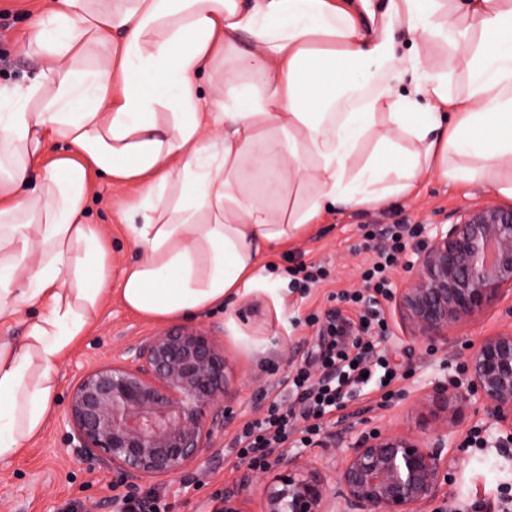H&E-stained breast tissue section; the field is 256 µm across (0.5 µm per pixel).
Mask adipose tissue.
Here are the masks:
<instances>
[{
	"label": "adipose tissue",
	"mask_w": 512,
	"mask_h": 512,
	"mask_svg": "<svg viewBox=\"0 0 512 512\" xmlns=\"http://www.w3.org/2000/svg\"><path fill=\"white\" fill-rule=\"evenodd\" d=\"M28 48L38 77L0 87V321L35 312L0 340V457L43 432L110 294L94 174L139 190L119 293L156 320L223 305L328 207L421 171L512 196V0H59Z\"/></svg>",
	"instance_id": "1"
}]
</instances>
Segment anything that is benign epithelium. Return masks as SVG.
<instances>
[{
  "instance_id": "7a95c632",
  "label": "benign epithelium",
  "mask_w": 512,
  "mask_h": 512,
  "mask_svg": "<svg viewBox=\"0 0 512 512\" xmlns=\"http://www.w3.org/2000/svg\"><path fill=\"white\" fill-rule=\"evenodd\" d=\"M405 266L410 281L394 302L411 335L448 343L451 328L512 296V205L478 206L455 224L430 225ZM127 354L84 373L72 389L76 453L137 480L177 475L233 422L224 350L205 331L177 326ZM464 372V381L433 390L443 412L454 416L477 401L497 429L512 430V329L472 344ZM448 437L362 431L341 469L328 474L290 454L281 459L288 474L267 488L258 512H425L448 475ZM215 512H241L236 493L224 491Z\"/></svg>"
}]
</instances>
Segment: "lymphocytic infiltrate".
<instances>
[{"label":"lymphocytic infiltrate","instance_id":"lymphocytic-infiltrate-1","mask_svg":"<svg viewBox=\"0 0 512 512\" xmlns=\"http://www.w3.org/2000/svg\"><path fill=\"white\" fill-rule=\"evenodd\" d=\"M405 232L400 224L388 229L377 261L364 271L363 278L373 285L375 294L368 298L354 295V302L363 306L359 322L330 316L319 330L322 342L313 361L284 379V387L296 399L295 407H286L281 398H273L261 417L247 422L239 431L233 443L239 461L255 469L266 468L268 457L287 443L294 420L303 423L301 445H312L323 419L341 409L344 400L361 392L367 374L386 368V361L375 354L378 338L387 331L377 295L385 291L386 272L406 248Z\"/></svg>","mask_w":512,"mask_h":512}]
</instances>
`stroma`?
Returning a JSON list of instances; mask_svg holds the SVG:
<instances>
[{
  "label": "stroma",
  "instance_id": "obj_1",
  "mask_svg": "<svg viewBox=\"0 0 512 512\" xmlns=\"http://www.w3.org/2000/svg\"><path fill=\"white\" fill-rule=\"evenodd\" d=\"M51 4L52 0H0V85L26 84L37 76L39 60L28 53L27 44ZM137 201L138 193L132 187L104 178L93 183L88 218L101 225L111 240L116 276L139 257L124 220ZM511 201L479 182L422 174L413 195L327 213L288 246L269 254L266 270L276 275L301 264L328 270L327 279L307 294L262 281L231 298L223 309L181 318V325L205 329L223 346L233 391L227 405L234 422L173 477L122 478L111 468L78 459L72 448L64 417L78 379L86 371L120 360L128 343L171 326L167 320L141 318L123 306L119 295H111L89 336L59 366V387L43 434L17 457L0 461V512H56L58 505L72 500L85 504L88 512H117L116 498L149 492L166 499L168 512H214L218 496L228 487L237 489L244 512H256L264 486L281 472L280 463L270 457L267 468L251 471V481L243 482L247 468L238 462L233 441L246 422L265 410L266 393L313 352L319 328L309 324V317L322 318L331 311L358 317L360 305L341 300L340 295L364 289L362 271L374 259L391 225L418 227L419 236L409 241L416 247L423 243L429 225L456 223L460 213L472 206ZM381 307L388 334L378 349L396 369V380L384 387L371 382L368 395L347 403L325 420L324 434L341 436L340 444L302 448L293 443L286 445V452L302 453L311 466L331 470L340 465L351 444L343 436L349 423L361 430L391 429L416 438L446 428L452 430L454 439L447 447L448 478L439 506L458 501L467 512H495L497 491L512 487V446H469L472 432L493 439L498 436L484 407L472 403L448 420L440 404L426 401L423 394L433 385L462 378L467 344L512 326V300L503 299L457 325L446 345H431L411 336L391 299H383Z\"/></svg>",
  "mask_w": 512,
  "mask_h": 512
}]
</instances>
